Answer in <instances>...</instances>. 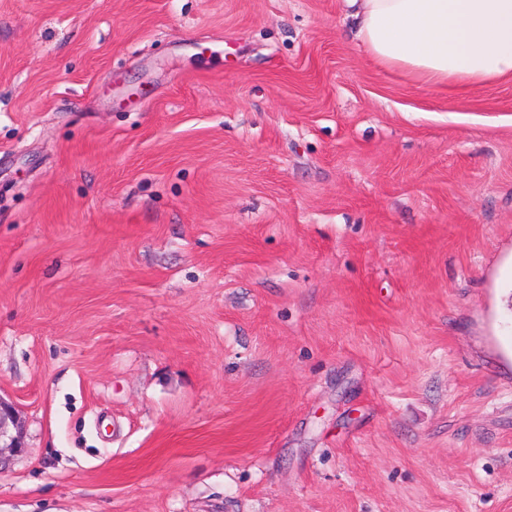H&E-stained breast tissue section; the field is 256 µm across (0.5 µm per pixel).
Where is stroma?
<instances>
[{"label":"stroma","instance_id":"obj_1","mask_svg":"<svg viewBox=\"0 0 512 512\" xmlns=\"http://www.w3.org/2000/svg\"><path fill=\"white\" fill-rule=\"evenodd\" d=\"M342 0H0V512H512V79ZM23 425L12 404L0 398V473L23 451Z\"/></svg>","mask_w":512,"mask_h":512}]
</instances>
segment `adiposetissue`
Wrapping results in <instances>:
<instances>
[{
	"label": "adipose tissue",
	"mask_w": 512,
	"mask_h": 512,
	"mask_svg": "<svg viewBox=\"0 0 512 512\" xmlns=\"http://www.w3.org/2000/svg\"><path fill=\"white\" fill-rule=\"evenodd\" d=\"M345 19L379 68L432 87L512 79V0H344Z\"/></svg>",
	"instance_id": "obj_1"
}]
</instances>
